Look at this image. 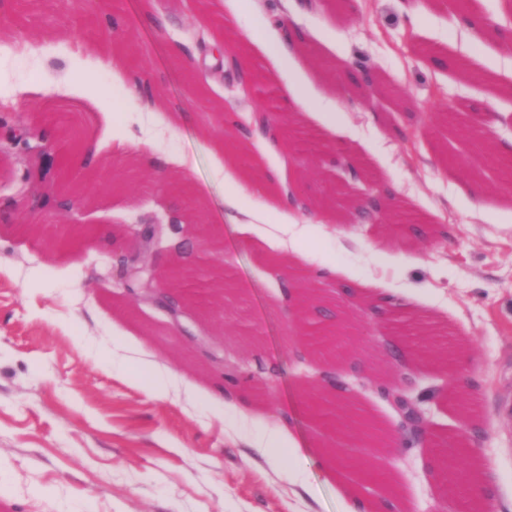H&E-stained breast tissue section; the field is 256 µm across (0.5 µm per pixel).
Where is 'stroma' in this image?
<instances>
[{"mask_svg": "<svg viewBox=\"0 0 512 512\" xmlns=\"http://www.w3.org/2000/svg\"><path fill=\"white\" fill-rule=\"evenodd\" d=\"M242 30L276 42L284 16L303 36L292 55L267 58L260 69L279 85L305 90L318 112L301 118L281 111L277 136L253 133L263 100L243 93L236 59L220 68L196 64L212 24L198 0H10L0 9V93L36 84L61 94L11 104L0 112V139L29 131L27 144L0 154V204L17 200L24 180L57 192L43 176L37 113H80L98 149L95 171L125 174L127 187L97 194L71 216L97 225L75 253L46 255L38 242L0 223V512H345L349 493L367 507L390 491L361 472L393 473L408 512H473L463 486H488V512H512V183L486 165L485 155L512 156V47L494 32L470 38L439 0H222ZM418 26H411L408 15ZM165 18L163 29L146 16ZM110 35L123 67L103 65L97 45ZM183 45L172 54L171 42ZM376 73L382 92L364 100L341 93L350 69ZM149 80L166 110L126 94L134 76ZM111 96L113 111L95 107ZM187 121L174 124V113ZM307 132L317 156L299 160L287 148L288 127ZM126 134L129 155L113 152ZM344 152L360 172L347 193L357 198L375 183L387 188L391 211H408L428 239L398 225L302 224L285 233L287 210L305 180L313 203L336 192L330 162ZM191 160L188 172L176 161ZM185 177L201 204L196 221L224 240V263L236 294L224 299V370L208 368L192 333L165 331L167 316L149 304L136 312L115 273L132 242L109 247L120 225L160 217L176 204L163 183ZM271 180L268 191L240 195L262 221L235 224L224 200L233 184ZM305 255L304 280L292 299L282 293L284 251ZM365 283L349 297V281ZM334 290L337 313H349L363 336L338 358L359 414L394 436L390 448L344 440L307 409L306 394L322 365L299 363L296 298ZM395 307L373 317L375 297ZM406 344L392 361L386 341ZM274 362L265 377L260 363ZM360 378L347 374L351 362ZM174 374L165 393L151 394L139 374L148 367ZM411 368L409 393L426 432L402 425L381 391L401 367ZM477 377L463 402L448 397L453 378ZM224 400L214 415L208 396ZM287 430L300 441L295 468L273 466L253 438ZM470 450L466 474L436 481L458 442ZM356 459L343 471L336 455Z\"/></svg>", "mask_w": 512, "mask_h": 512, "instance_id": "stroma-1", "label": "stroma"}]
</instances>
